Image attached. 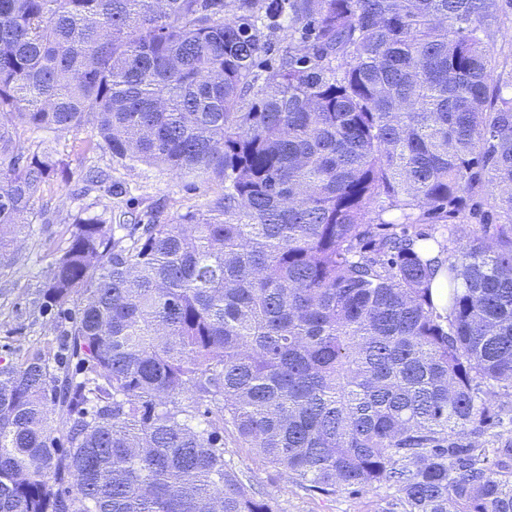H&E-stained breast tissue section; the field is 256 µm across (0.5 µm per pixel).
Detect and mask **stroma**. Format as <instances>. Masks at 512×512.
Returning <instances> with one entry per match:
<instances>
[{"label": "stroma", "instance_id": "stroma-1", "mask_svg": "<svg viewBox=\"0 0 512 512\" xmlns=\"http://www.w3.org/2000/svg\"><path fill=\"white\" fill-rule=\"evenodd\" d=\"M89 129L63 136L49 131L18 128L16 140L25 152L48 148L69 165L70 180L46 179L34 202L32 233L21 236L12 264L0 275V360L23 361L35 351L56 353L62 342L50 313L40 308V289L81 208L100 213L111 224H133L151 215L171 219L187 209L205 208L219 186L183 180L168 170L144 163H120L105 146L91 147ZM108 172L119 196L105 190H85L88 168ZM225 456L253 490L269 493L278 512H401L393 489L380 487L358 495L346 493L327 501L287 482L278 469L239 442L232 427L224 429Z\"/></svg>", "mask_w": 512, "mask_h": 512}]
</instances>
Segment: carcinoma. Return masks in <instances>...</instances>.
Returning a JSON list of instances; mask_svg holds the SVG:
<instances>
[{
	"mask_svg": "<svg viewBox=\"0 0 512 512\" xmlns=\"http://www.w3.org/2000/svg\"><path fill=\"white\" fill-rule=\"evenodd\" d=\"M499 20V0H0V269L68 180L19 125L222 188L122 236L74 221L42 297L83 378L0 360V512H276L229 425L326 499L512 512V430L489 432L512 416ZM467 195L500 221L474 228Z\"/></svg>",
	"mask_w": 512,
	"mask_h": 512,
	"instance_id": "cac0c4a2",
	"label": "carcinoma"
}]
</instances>
